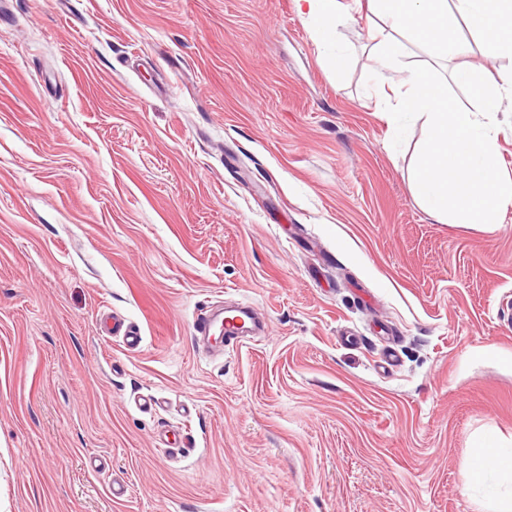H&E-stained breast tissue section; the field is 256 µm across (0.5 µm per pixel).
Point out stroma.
Listing matches in <instances>:
<instances>
[{"mask_svg": "<svg viewBox=\"0 0 512 512\" xmlns=\"http://www.w3.org/2000/svg\"><path fill=\"white\" fill-rule=\"evenodd\" d=\"M0 10V512L512 496L464 469L482 443L512 451V208L429 217L410 182L425 131L381 107L366 13L339 28L338 75L295 0ZM406 60L476 106L455 60ZM236 304L264 335L209 355L194 318ZM112 310L140 348L101 332Z\"/></svg>", "mask_w": 512, "mask_h": 512, "instance_id": "obj_1", "label": "stroma"}]
</instances>
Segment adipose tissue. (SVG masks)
<instances>
[{"instance_id": "obj_1", "label": "adipose tissue", "mask_w": 512, "mask_h": 512, "mask_svg": "<svg viewBox=\"0 0 512 512\" xmlns=\"http://www.w3.org/2000/svg\"><path fill=\"white\" fill-rule=\"evenodd\" d=\"M304 16L317 21L318 46L329 49V64L347 65L333 51L337 27L362 9L383 16L370 35L369 66L380 83L399 87L389 109L419 121L426 135L420 146L412 184L428 215L440 224H495L512 207V178L502 175L496 115L503 95L512 94V71L488 76L465 60L466 41L457 37L463 20L493 53L512 54V0H296ZM428 46L458 59L451 81L440 80L424 61L404 62L406 47ZM479 91L477 112L448 106V85Z\"/></svg>"}]
</instances>
